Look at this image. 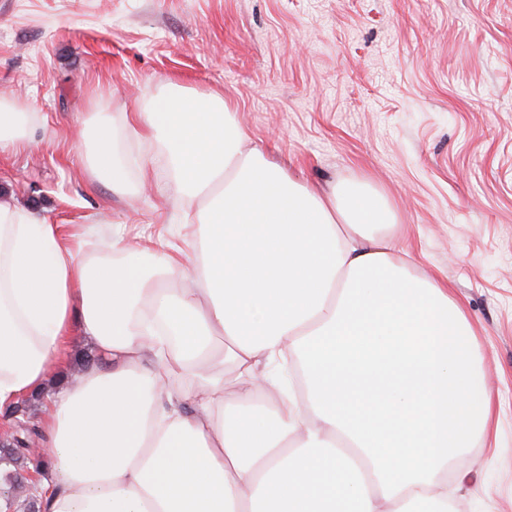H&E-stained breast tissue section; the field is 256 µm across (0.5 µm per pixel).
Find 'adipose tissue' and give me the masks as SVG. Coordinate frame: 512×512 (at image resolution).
I'll list each match as a JSON object with an SVG mask.
<instances>
[{
  "instance_id": "obj_1",
  "label": "adipose tissue",
  "mask_w": 512,
  "mask_h": 512,
  "mask_svg": "<svg viewBox=\"0 0 512 512\" xmlns=\"http://www.w3.org/2000/svg\"><path fill=\"white\" fill-rule=\"evenodd\" d=\"M126 121L164 150L177 200H206L201 234L148 253L118 229L111 258L84 259L0 206V409L44 389L74 333L100 357L47 397L41 512H448V466L492 400L464 311L382 233L383 197L242 151L217 95ZM89 126L94 177L128 191L107 122ZM219 336L236 393L208 366Z\"/></svg>"
}]
</instances>
